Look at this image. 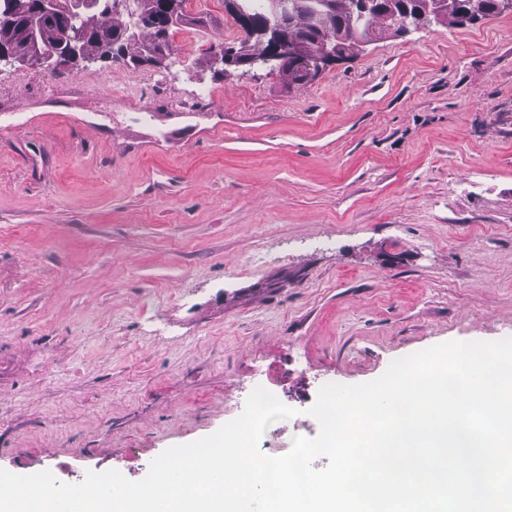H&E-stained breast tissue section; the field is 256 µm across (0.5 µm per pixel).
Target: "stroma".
<instances>
[{
    "mask_svg": "<svg viewBox=\"0 0 512 512\" xmlns=\"http://www.w3.org/2000/svg\"><path fill=\"white\" fill-rule=\"evenodd\" d=\"M185 13L167 69L0 66V469L139 480L258 384L280 456L323 380L512 338V12L305 85L224 74V0Z\"/></svg>",
    "mask_w": 512,
    "mask_h": 512,
    "instance_id": "obj_1",
    "label": "stroma"
}]
</instances>
